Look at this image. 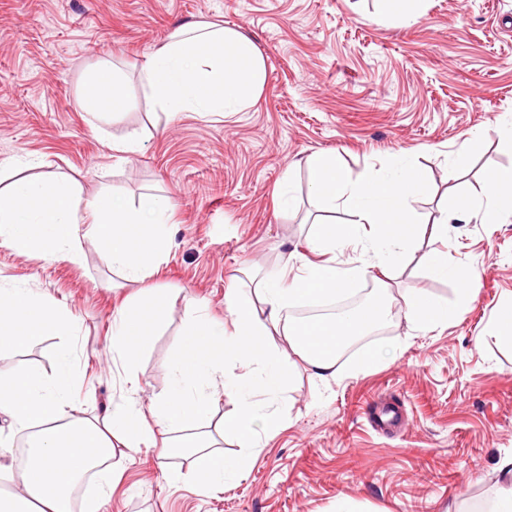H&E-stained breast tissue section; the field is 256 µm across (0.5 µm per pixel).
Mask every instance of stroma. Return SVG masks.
Returning <instances> with one entry per match:
<instances>
[{"mask_svg":"<svg viewBox=\"0 0 512 512\" xmlns=\"http://www.w3.org/2000/svg\"><path fill=\"white\" fill-rule=\"evenodd\" d=\"M239 30L266 63L258 105L221 115L167 116L142 65L182 25ZM103 67L118 70L130 102L91 129L84 86ZM512 110V0H426L417 22L383 16L380 0H0V195L21 179L77 181L82 197L118 191L128 205L169 199L171 246L141 285L90 245L78 261L48 262L0 246V284L33 289L69 306L80 331L0 358V368L53 371L69 348L91 416L121 399L108 337L122 295L160 288L168 307L142 350L140 404L170 386L168 365L190 304L228 321L227 289L250 291L241 269H278L306 253L322 211L310 195L306 158L330 153L354 175H380L405 161L431 192L412 204L429 224L457 191L481 195L486 173L512 165L495 124ZM138 152L119 154L129 135ZM290 188L294 212L278 198ZM447 250L477 268V298L445 329L418 330L399 316L346 348L351 368L368 350L372 368L330 384L297 365L286 425L264 440L251 466L223 491L172 484L144 448L120 460L123 478L100 512H334L350 496L359 512H486L512 452V346L490 321L512 300V217L499 224L449 225L447 238L420 240L393 271L389 292L419 290L456 299L454 280L428 273L422 256Z\"/></svg>","mask_w":512,"mask_h":512,"instance_id":"stroma-1","label":"stroma"}]
</instances>
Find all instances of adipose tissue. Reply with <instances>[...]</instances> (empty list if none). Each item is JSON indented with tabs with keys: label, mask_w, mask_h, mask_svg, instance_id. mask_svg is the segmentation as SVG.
<instances>
[{
	"label": "adipose tissue",
	"mask_w": 512,
	"mask_h": 512,
	"mask_svg": "<svg viewBox=\"0 0 512 512\" xmlns=\"http://www.w3.org/2000/svg\"><path fill=\"white\" fill-rule=\"evenodd\" d=\"M144 75L167 113L242 112L255 107L266 82V66L253 42L238 30L195 25L173 34L143 64ZM113 71L100 69L82 98L90 119L105 112L125 111L129 102L120 92L102 98L98 87L116 84ZM310 194L329 208L353 211L348 224H323L310 242L323 254L320 263H299L291 254L277 271L257 278L250 294L229 289L224 295L230 324L214 321L203 305L187 311L180 345L173 357L172 384L143 411L136 366L167 306L164 292L154 290L123 302L112 315L113 364L124 372L120 403L92 417L80 414L79 380L68 352H61L53 372L31 366L0 372V415L9 429L31 434L33 452L22 472H15L9 443L0 438V479L14 480L0 488V512H75L73 491L92 474L99 512L121 476L108 466L115 456L130 457L140 448L158 449L159 459L190 458L188 471H170L171 482H192L203 493L223 489L239 477L262 449L261 436L277 431L286 418L279 402L292 381L284 350L306 362L322 381L338 379L337 352L351 336L364 334L390 313L388 303L345 312L327 321L303 325L290 321L286 309L304 301L317 302L344 293L356 280L386 261L404 260L421 237L411 204L429 191L426 177L414 166L391 176H353L335 156L315 153L306 160ZM172 206L168 199L144 196L131 207L120 194L81 198L66 180H20L0 200V245L33 251L47 260L77 261L79 241L103 253L126 281L145 276L166 252L161 233ZM512 216V166L489 172L483 199H456L433 222L445 235L451 222L476 219L498 224ZM359 250L358 264L339 268L326 253L339 247ZM426 269L458 284L454 303L419 291L399 299V311L414 328L446 327L465 313L476 298V269L454 267L445 251L424 257ZM79 320L27 288H0V357L34 346L49 335L71 339ZM233 392L236 410L216 417L211 390ZM233 436L241 454L224 455V438Z\"/></svg>",
	"instance_id": "adipose-tissue-1"
}]
</instances>
